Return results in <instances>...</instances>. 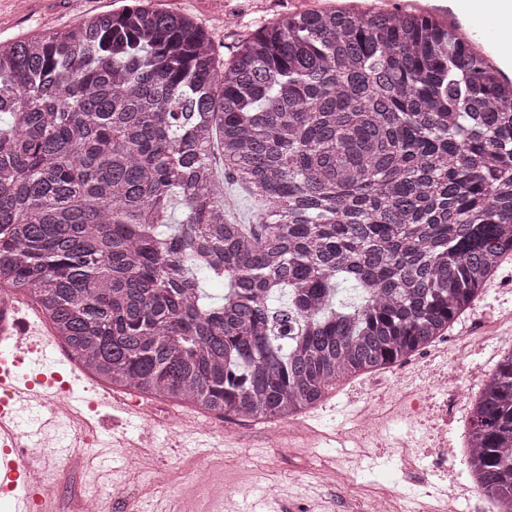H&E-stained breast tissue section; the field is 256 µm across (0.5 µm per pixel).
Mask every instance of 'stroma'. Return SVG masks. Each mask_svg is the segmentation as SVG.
Masks as SVG:
<instances>
[{"label": "stroma", "instance_id": "stroma-1", "mask_svg": "<svg viewBox=\"0 0 512 512\" xmlns=\"http://www.w3.org/2000/svg\"><path fill=\"white\" fill-rule=\"evenodd\" d=\"M0 0V41L12 42L48 31L72 27L99 13L122 9L133 0ZM154 6L192 16L206 28L221 53L252 30L292 12L319 10L330 0H152ZM483 336L482 350L461 357L457 342L461 337ZM512 336V259L506 261L497 277L488 283L470 310L454 324L439 354L418 358V365L444 366L449 373H463L467 380H487L505 346L500 339ZM90 404L79 417L84 422L82 441L71 449L68 466L55 472L50 489L56 512H83L82 491L87 486L81 455L95 449L103 438L100 425L107 411L96 399L104 386L87 379ZM421 386L420 378L398 382L396 370L381 376H366L343 382L320 406L303 415L278 420L274 424L196 416L195 421L209 433L224 437L227 449L198 456L195 449L180 447L181 419L186 409L161 401L145 402L158 434L152 447L139 453L134 464L125 463L120 452H113L111 466L117 482L112 490L114 512H131L134 501L151 502L159 512H179L182 500L193 493V476L208 467L221 483L235 486L227 500L209 512H267L266 500L273 491L283 490L289 512H349L355 498L379 494L384 485L373 478L375 472L391 467L398 460L401 442H409V455L417 467H427L423 451L431 436L441 435L454 457L453 468L436 470L429 476V490L440 496L457 494L461 512H498L493 499L477 487L467 471L464 448L469 407L449 403L447 416H438L440 398H432L421 417H413L410 402ZM378 395L384 427L373 448L363 449L354 441L339 443L332 436L338 430L352 431L359 412L371 395ZM359 458L361 472L341 468L337 481L323 486L319 478L325 460Z\"/></svg>", "mask_w": 512, "mask_h": 512}]
</instances>
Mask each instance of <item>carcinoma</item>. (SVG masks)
<instances>
[{
	"label": "carcinoma",
	"mask_w": 512,
	"mask_h": 512,
	"mask_svg": "<svg viewBox=\"0 0 512 512\" xmlns=\"http://www.w3.org/2000/svg\"><path fill=\"white\" fill-rule=\"evenodd\" d=\"M500 76L413 9L289 14L227 60L144 0L0 42V294L108 385L299 416L446 335L512 256ZM218 161L263 201L255 223L229 219ZM468 439L512 512V352Z\"/></svg>",
	"instance_id": "cac0c4a2"
}]
</instances>
